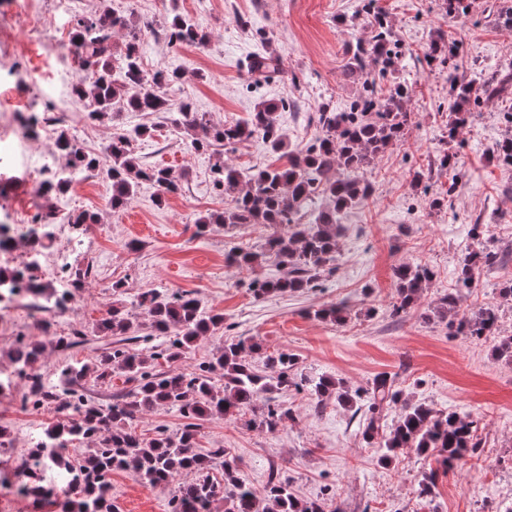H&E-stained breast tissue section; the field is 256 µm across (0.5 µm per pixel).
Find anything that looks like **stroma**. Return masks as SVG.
<instances>
[{"mask_svg":"<svg viewBox=\"0 0 512 512\" xmlns=\"http://www.w3.org/2000/svg\"><path fill=\"white\" fill-rule=\"evenodd\" d=\"M472 2L468 15L453 17L442 0H377L393 40L405 51L383 82L409 85L408 130L367 170L372 194L343 215L336 260L319 288L257 299L249 289L251 279L283 275V267L269 260L250 274L228 265L225 255L237 246L260 247L270 227L215 224L200 234L196 220L231 204L214 184L217 162L244 171L272 163L262 140L198 153L190 148L188 133L175 132L170 112L90 120L72 93L81 77L78 66H63L60 54L70 48L75 18L106 8L127 15L145 28L140 45L145 71L180 73L169 98L190 102L204 120L220 124L246 121L260 100L285 102L278 124L291 147L300 149L319 134L310 117L320 106L343 111L362 90L343 75L348 44L370 37L362 0H0V24L20 46L17 55H0V182L7 185L0 195V222L28 224L35 215L53 212L45 257L65 248L74 263L92 265L95 272L79 290L80 307L71 318L87 342L65 352L56 348L54 334L29 327L28 301L0 302V423L11 439L9 448L0 447V471L18 468L24 449L45 440L60 418L55 405L25 406L29 381L11 361L18 336L42 343L41 372L51 385L62 366L93 363L106 346L97 325L114 299L128 303L152 288L188 290L206 310L223 313L224 324L175 365L157 360V369L194 373L225 341L252 337L268 351L297 355L303 373L328 374L354 388L381 373L395 375L412 400L476 419L480 441L473 456L439 480L435 495L422 500L417 481L434 459L407 449L389 466H380L375 449L365 447L358 435L361 414L333 401L316 409L308 390L291 389L280 395L294 415L283 428L271 433L215 418L197 437L200 453L227 449L255 490H263L277 473L299 498H329L342 512H503L512 503V364L495 359L493 339L449 335L435 312L456 285L458 259L472 246L471 225L483 224L487 239L507 251L506 266L481 272L462 304L470 309L500 304L498 333L512 335V302H501L497 292L512 273V167L495 158L497 143L512 136V96L473 105L474 120L452 140L448 72L416 65L442 33L458 46L451 64L459 73L488 77L512 71V29L490 16L494 0ZM176 10L198 23L206 36L203 45L169 43L163 23ZM259 54L277 55L278 68L250 73L246 63ZM47 106L67 112L61 128L97 154L134 125L151 126L150 135L134 142V153L142 166L181 174L180 192L160 204L156 186L144 181L127 206L115 210L111 183L100 169L85 173L80 186L58 198L41 196L27 173L59 167L54 141L61 128L44 127L40 146L33 147L17 125L27 113ZM446 154L454 160L449 169L439 164ZM445 191L447 205L432 207V199ZM73 211L93 213L96 221L70 225L67 216ZM402 264L430 266L435 276L417 305L398 319L390 309L396 298L393 270ZM117 281L124 288L116 298L112 285ZM336 304L344 308L342 321L316 317V310ZM110 482L118 512L171 510L173 486L152 487L124 471L113 472Z\"/></svg>","mask_w":512,"mask_h":512,"instance_id":"1","label":"stroma"}]
</instances>
